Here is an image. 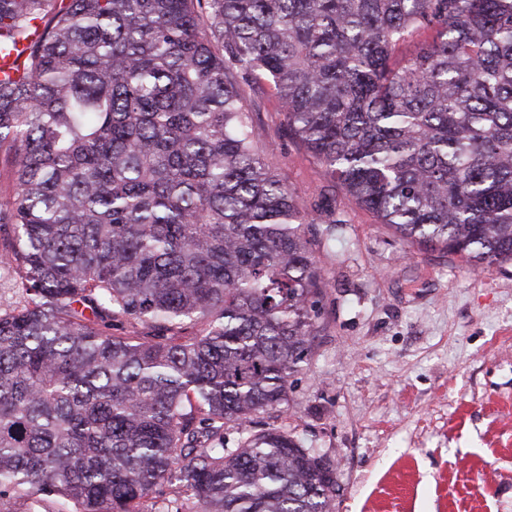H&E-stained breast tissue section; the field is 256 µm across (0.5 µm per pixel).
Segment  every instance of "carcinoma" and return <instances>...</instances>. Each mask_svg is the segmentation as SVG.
I'll return each mask as SVG.
<instances>
[{
	"label": "carcinoma",
	"mask_w": 512,
	"mask_h": 512,
	"mask_svg": "<svg viewBox=\"0 0 512 512\" xmlns=\"http://www.w3.org/2000/svg\"><path fill=\"white\" fill-rule=\"evenodd\" d=\"M33 29L0 81L26 295L0 315V512H336L327 456L251 428L329 282L247 89L402 243L512 261V0H0L1 46Z\"/></svg>",
	"instance_id": "1"
}]
</instances>
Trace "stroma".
Here are the masks:
<instances>
[{
    "label": "stroma",
    "mask_w": 512,
    "mask_h": 512,
    "mask_svg": "<svg viewBox=\"0 0 512 512\" xmlns=\"http://www.w3.org/2000/svg\"><path fill=\"white\" fill-rule=\"evenodd\" d=\"M255 98L260 144L315 216L306 235L329 280L289 400L256 427L331 459L336 512H512V262L475 269L404 246L344 195L322 202L323 168L272 92Z\"/></svg>",
    "instance_id": "35a3bbf8"
}]
</instances>
